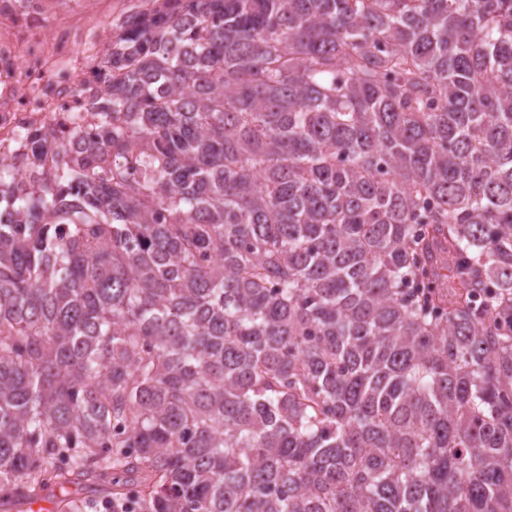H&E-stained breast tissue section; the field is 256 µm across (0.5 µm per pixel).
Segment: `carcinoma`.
Segmentation results:
<instances>
[{
	"label": "carcinoma",
	"instance_id": "obj_1",
	"mask_svg": "<svg viewBox=\"0 0 512 512\" xmlns=\"http://www.w3.org/2000/svg\"><path fill=\"white\" fill-rule=\"evenodd\" d=\"M100 69L0 163V502L512 512V0H162Z\"/></svg>",
	"mask_w": 512,
	"mask_h": 512
}]
</instances>
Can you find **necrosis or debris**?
<instances>
[{
	"label": "necrosis or debris",
	"instance_id": "1",
	"mask_svg": "<svg viewBox=\"0 0 512 512\" xmlns=\"http://www.w3.org/2000/svg\"><path fill=\"white\" fill-rule=\"evenodd\" d=\"M50 0H0V162L37 189L44 171L82 153L100 115L91 97L100 88V44L94 15L51 22ZM49 134L56 149L43 168L28 164L30 139Z\"/></svg>",
	"mask_w": 512,
	"mask_h": 512
}]
</instances>
